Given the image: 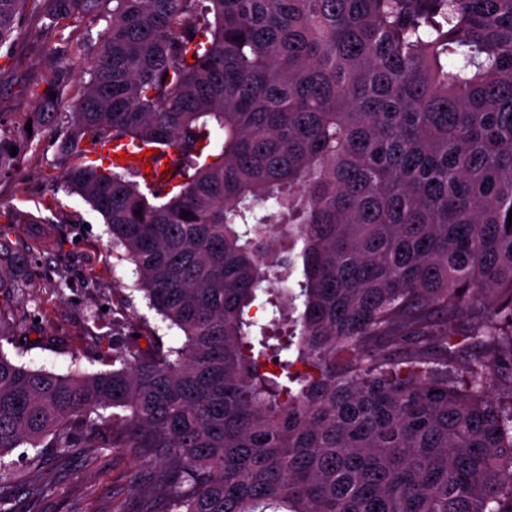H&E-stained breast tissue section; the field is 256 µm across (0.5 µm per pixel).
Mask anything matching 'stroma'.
<instances>
[{"mask_svg":"<svg viewBox=\"0 0 512 512\" xmlns=\"http://www.w3.org/2000/svg\"><path fill=\"white\" fill-rule=\"evenodd\" d=\"M97 26L74 23L44 28L25 15L14 42L0 46V128L24 123L35 111L56 67L53 48L87 44ZM51 133L34 138L19 176L0 181V202L40 215L59 210L70 222L9 224L0 219V241L26 269L24 288L0 292V351L33 369L96 373L112 367V340L139 335L171 337L172 332L139 293L131 262L117 259L102 216L80 195L54 183L59 169ZM47 468L60 470L56 495L46 512H112L124 501L135 512L140 499L131 490L134 455L97 441L70 450L43 451Z\"/></svg>","mask_w":512,"mask_h":512,"instance_id":"1","label":"stroma"}]
</instances>
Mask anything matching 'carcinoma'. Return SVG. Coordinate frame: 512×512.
Wrapping results in <instances>:
<instances>
[{
    "label": "carcinoma",
    "instance_id": "carcinoma-1",
    "mask_svg": "<svg viewBox=\"0 0 512 512\" xmlns=\"http://www.w3.org/2000/svg\"><path fill=\"white\" fill-rule=\"evenodd\" d=\"M28 8L103 27L69 112L80 48L54 49L0 181L61 127L60 179L183 340L94 374L0 351V482L20 446L110 432L140 512H512V0H0V46ZM124 139L182 181L89 161Z\"/></svg>",
    "mask_w": 512,
    "mask_h": 512
}]
</instances>
